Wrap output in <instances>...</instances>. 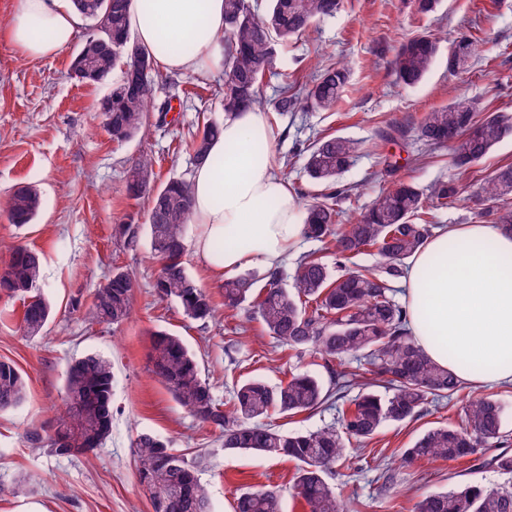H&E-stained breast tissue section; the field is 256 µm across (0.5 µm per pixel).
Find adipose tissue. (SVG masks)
I'll return each mask as SVG.
<instances>
[{
	"label": "adipose tissue",
	"mask_w": 512,
	"mask_h": 512,
	"mask_svg": "<svg viewBox=\"0 0 512 512\" xmlns=\"http://www.w3.org/2000/svg\"><path fill=\"white\" fill-rule=\"evenodd\" d=\"M80 24L73 0H14L0 38L41 59L64 50ZM130 31L162 73L202 72L224 59V0H132ZM273 140L263 109L238 111L210 146L215 164L192 172L193 249L217 277L278 267L302 239V208L276 172ZM404 286L414 339L431 360L472 385L512 384V229H437L409 259Z\"/></svg>",
	"instance_id": "1"
}]
</instances>
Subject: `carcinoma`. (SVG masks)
Masks as SVG:
<instances>
[{
  "label": "carcinoma",
  "instance_id": "obj_1",
  "mask_svg": "<svg viewBox=\"0 0 512 512\" xmlns=\"http://www.w3.org/2000/svg\"><path fill=\"white\" fill-rule=\"evenodd\" d=\"M94 29V43H81L76 66L92 62L90 81H103L120 70L112 89V111L105 121L117 143L149 130V105L158 78L153 58L129 29L131 0H73ZM340 0H269L261 12L249 0H224V114L231 115L262 105L260 84L274 69L283 49L313 23L332 16ZM439 44L422 35L401 45L392 60L396 79L407 86L419 83L430 71ZM475 53V40L461 36L448 50V70L465 65ZM347 66H328L310 84L294 79L284 82L273 102L276 112H289L305 102L329 109L347 85ZM477 98H461L426 113L418 123L419 138L430 146L455 144L453 160L468 169L491 149L512 135V116L490 113ZM221 124L206 122L193 140L194 163L210 160V143L221 135ZM358 143L341 136H324L307 149L305 169L310 179L324 186L320 199L303 214L308 238L330 240L337 264L347 266L368 249L383 259L380 269L346 271L333 276L325 263L312 254L298 263L293 284L282 283L276 271L268 273L262 292L251 294L252 278L227 279L224 306L235 310L250 302L253 314L266 331L297 357L306 354L324 360L328 380L300 372L287 383L271 386L250 379L234 392L232 410L217 403L202 379L194 354L174 334H154L150 357L152 374L165 383L174 399L199 422L220 431L224 448L238 452L286 457L296 462L293 490L309 512H342L330 483L333 466L344 457L345 440L366 442L389 423H405L419 417L426 406L451 399L462 384L447 369L433 362L416 344L408 326L407 309L393 298L391 283L405 274V263L432 236L434 225L423 219V192L399 180L378 197L353 224L340 223L336 209V183L352 164ZM127 192L149 200V232L152 248L161 261L154 288L162 300L176 302L190 320H206L214 309L208 291L186 271L182 261L186 226L190 218L191 185L186 179L155 186L154 161L142 153L130 166ZM457 188L439 183L429 197L446 205L456 199ZM512 164L495 170L472 194L481 214L496 224L512 227ZM488 202L497 207L486 206ZM40 197L31 187L16 190L6 203L15 224L31 223L40 209ZM119 240L131 248L137 244L138 225L120 224ZM42 279L39 255L22 244L9 248L6 270L0 274V292L25 296ZM134 281L120 269L112 271L95 294L86 317L98 323L120 324L133 314ZM52 311L44 298L34 295L24 306L22 323L32 338L43 334ZM364 362L363 372L348 369V358ZM112 364L88 354L75 360L68 373L63 405L48 438L29 434L35 444L47 443L58 456L87 455L102 447L112 428ZM385 395L374 390L378 384ZM358 393L338 407L340 427L316 431L283 432L265 422L273 414L296 416L313 412L331 399L342 400L351 387ZM26 394V380L12 364L0 361V412L19 406ZM467 425L461 429L440 426L426 430L405 450L410 460L457 461L476 454V448L494 443L506 447L504 403L490 396L466 407ZM132 448L141 484L148 493L152 512H210L207 492L198 478L205 465L202 454L188 460L174 452L163 437L140 432ZM234 512H282L281 495L275 490L246 491L236 498ZM415 512H512V487H486L463 483L429 494L418 501Z\"/></svg>",
  "mask_w": 512,
  "mask_h": 512
}]
</instances>
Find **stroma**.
Segmentation results:
<instances>
[{"label": "stroma", "instance_id": "1", "mask_svg": "<svg viewBox=\"0 0 512 512\" xmlns=\"http://www.w3.org/2000/svg\"><path fill=\"white\" fill-rule=\"evenodd\" d=\"M422 32L438 37L441 53L421 83L406 86L397 82L390 62L408 38ZM463 34L474 37L479 50L452 72L447 51ZM78 50L74 42L55 56L24 59L0 40V201L20 186L35 188L42 200L37 218L24 226L0 210V272L8 261L5 245L37 250L44 271L40 292L53 309L46 333L31 338L21 326L22 297L0 295V361L15 365L27 382L25 400L0 413V512H152L133 458L132 441L140 431L163 436L185 457L206 455L198 477L212 512H234L236 498L251 488L279 491L283 512H309L292 495L294 462L224 449L218 429L196 420L149 370L153 334L163 330L183 338L214 399L226 407L245 380L276 385L299 371L325 373L321 359L290 356L245 310L225 309L219 279L193 250H186L183 261L209 292L213 317L187 319L175 302L155 293L160 264L146 229L149 202L127 195V170L145 152L155 161L158 183L190 177V144L198 128L204 120L224 119V71L159 79L148 135L119 144L99 103L120 74L112 72L103 84L78 81L72 73ZM331 64L346 65L351 73L333 109L301 107L269 116L277 127L278 172L300 203L321 192L304 171L306 147L326 135L344 136L358 142L359 152L339 179L343 219L359 217L394 180L404 179L423 191L437 183L459 186L460 200L445 206L426 202L432 223L480 222L468 196L497 167L512 164V137L462 171L453 165L449 147L425 146L415 127L426 112L463 96L480 97L491 111H512V0H439L427 16L416 14L411 0H341L334 16L292 41L279 73L266 75L262 97L273 101L285 76L306 80ZM120 224L140 225L135 247L116 238ZM116 268L128 271L135 283L132 318L119 326L85 320L83 309ZM88 354L112 363V431L95 453L57 456L31 444L28 435L52 424L70 365ZM482 395L512 407V386L469 384L449 405H431L420 418L387 425L371 442L347 443L345 462L333 479L347 512H414L424 496L461 482L505 483V475L488 465L497 452L490 445L478 450L481 469L465 459L404 456L424 431L464 425L467 401ZM23 479L29 492L14 495L13 486Z\"/></svg>", "mask_w": 512, "mask_h": 512}]
</instances>
